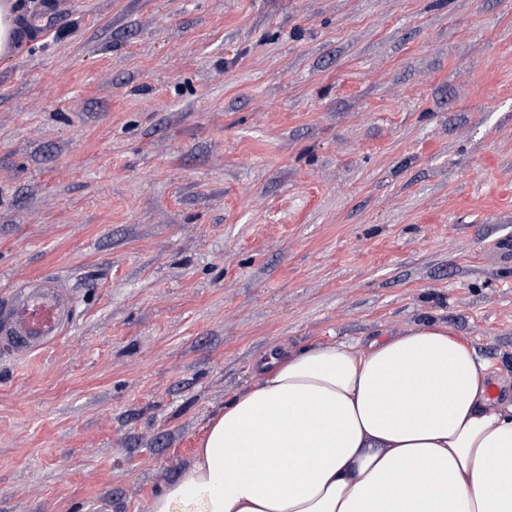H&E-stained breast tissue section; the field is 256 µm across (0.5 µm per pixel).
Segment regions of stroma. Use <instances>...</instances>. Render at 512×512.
I'll use <instances>...</instances> for the list:
<instances>
[{"mask_svg": "<svg viewBox=\"0 0 512 512\" xmlns=\"http://www.w3.org/2000/svg\"><path fill=\"white\" fill-rule=\"evenodd\" d=\"M0 512H146L284 346L448 326L512 383V0H15ZM72 321V298L54 280L31 278L14 288L0 308V341L10 352L31 355L65 336Z\"/></svg>", "mask_w": 512, "mask_h": 512, "instance_id": "1", "label": "stroma"}]
</instances>
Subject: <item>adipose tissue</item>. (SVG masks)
Listing matches in <instances>:
<instances>
[{
	"mask_svg": "<svg viewBox=\"0 0 512 512\" xmlns=\"http://www.w3.org/2000/svg\"><path fill=\"white\" fill-rule=\"evenodd\" d=\"M256 370L147 512H512V404L447 327Z\"/></svg>",
	"mask_w": 512,
	"mask_h": 512,
	"instance_id": "adipose-tissue-1",
	"label": "adipose tissue"
}]
</instances>
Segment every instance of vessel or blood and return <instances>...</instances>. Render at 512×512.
Wrapping results in <instances>:
<instances>
[{"instance_id":"b4317fda","label":"vessel or blood","mask_w":512,"mask_h":512,"mask_svg":"<svg viewBox=\"0 0 512 512\" xmlns=\"http://www.w3.org/2000/svg\"><path fill=\"white\" fill-rule=\"evenodd\" d=\"M72 321V298L54 280L31 278L0 308V341L27 356L55 344Z\"/></svg>"}]
</instances>
